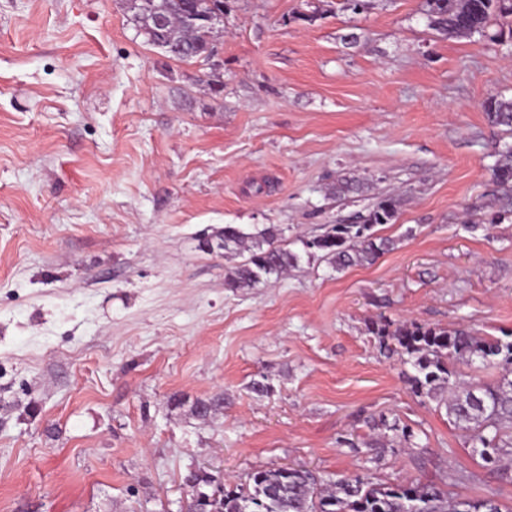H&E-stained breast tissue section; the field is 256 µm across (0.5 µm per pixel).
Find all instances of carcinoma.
Listing matches in <instances>:
<instances>
[{"label":"carcinoma","mask_w":512,"mask_h":512,"mask_svg":"<svg viewBox=\"0 0 512 512\" xmlns=\"http://www.w3.org/2000/svg\"><path fill=\"white\" fill-rule=\"evenodd\" d=\"M135 26L146 40L175 58H207L213 52L211 18L224 13V0H126ZM428 26L446 37L488 34L490 27L512 17V0H425ZM491 124L512 130V98L492 97L485 104ZM493 181L505 194L512 193V146L501 153L493 168ZM364 188L358 179L332 187L337 197L357 194ZM399 199L389 196L359 216L357 224H331L313 238H300L301 251L278 243L284 229L275 224L245 227L226 224L214 239L224 254H247L228 274L227 287L253 288L272 276L298 267L302 256L321 255L336 271L374 263L395 249L396 242L379 237L374 227L391 224ZM380 352L398 357L412 367L408 376L412 392L445 405L448 417L470 433L474 452L485 466L504 475L512 469V334L484 336L471 327L446 330L414 322L396 324L387 319L372 323ZM498 369L492 383L466 378L462 367ZM224 407V398L198 400L194 412L200 418ZM372 428L380 430L363 442L369 449L391 448L408 442L412 432L398 420L381 415ZM200 502L206 512H502L494 493L455 500L433 483L413 478L387 485L362 475L323 478L303 468L255 471L247 484L224 487L217 498Z\"/></svg>","instance_id":"cac0c4a2"}]
</instances>
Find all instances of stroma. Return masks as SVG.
<instances>
[{
    "instance_id": "35a3bbf8",
    "label": "stroma",
    "mask_w": 512,
    "mask_h": 512,
    "mask_svg": "<svg viewBox=\"0 0 512 512\" xmlns=\"http://www.w3.org/2000/svg\"><path fill=\"white\" fill-rule=\"evenodd\" d=\"M424 0H225L216 53L181 61L124 0H0V512H178L203 469L370 473L390 485L482 467L413 394L372 320L512 331V215L492 167L512 133V39L445 38ZM367 179L358 196L337 180ZM401 199L374 264L302 263L231 290L227 224L286 240ZM271 389L254 393L253 379ZM223 396L207 419L196 400ZM416 434L372 463L379 415ZM491 124L509 128L512 131V98L491 97L485 104Z\"/></svg>"
}]
</instances>
